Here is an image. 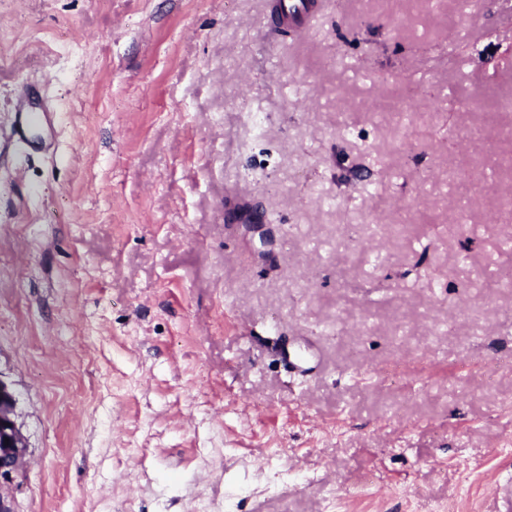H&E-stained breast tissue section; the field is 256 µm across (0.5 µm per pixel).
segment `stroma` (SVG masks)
I'll list each match as a JSON object with an SVG mask.
<instances>
[{
  "label": "stroma",
  "instance_id": "obj_1",
  "mask_svg": "<svg viewBox=\"0 0 512 512\" xmlns=\"http://www.w3.org/2000/svg\"><path fill=\"white\" fill-rule=\"evenodd\" d=\"M269 4L0 0L14 512L511 504L512 0ZM281 11L287 15L285 29L290 33L302 35L309 31L315 8L314 0H281Z\"/></svg>",
  "mask_w": 512,
  "mask_h": 512
}]
</instances>
